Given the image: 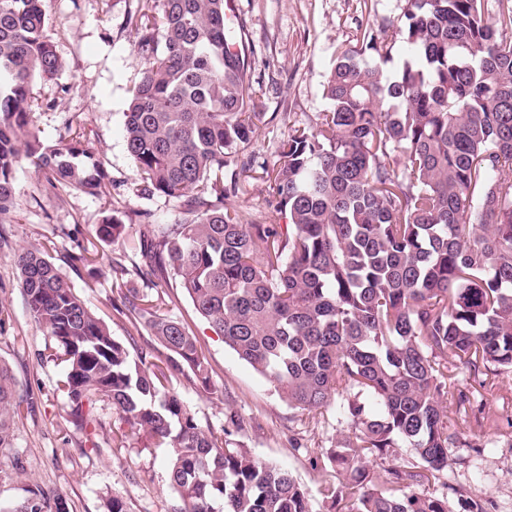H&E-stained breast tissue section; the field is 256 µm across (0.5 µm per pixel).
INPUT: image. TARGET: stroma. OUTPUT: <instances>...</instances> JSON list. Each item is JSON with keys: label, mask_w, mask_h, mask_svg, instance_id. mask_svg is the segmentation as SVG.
<instances>
[{"label": "stroma", "mask_w": 512, "mask_h": 512, "mask_svg": "<svg viewBox=\"0 0 512 512\" xmlns=\"http://www.w3.org/2000/svg\"><path fill=\"white\" fill-rule=\"evenodd\" d=\"M402 6V0H238L235 27L247 35L254 51L253 77L263 85L254 99L260 120L250 147L261 164H274L292 124L314 123L327 109L323 85L337 53L355 46L364 29H389ZM135 7L136 0H45L64 68L35 82L40 106L32 129L52 145L66 135L72 117L80 116L85 144L101 160L109 183L95 196L72 188L58 197L32 159L21 158L15 167L17 207L0 221V233L7 237L0 244V310L7 317L0 328V365L9 369L21 405L12 446L0 451V512H9L34 487L62 494L70 512H104L112 495L123 499L127 512H182L184 507L168 480L169 449H144L136 442L120 448L106 431L91 445L69 424L65 365L50 357L47 334L30 316L15 272L18 249L44 248L112 336L131 349L157 347L154 336L133 331L114 309L121 291L151 288L130 272L119 276L112 270L116 259L129 269L141 264L130 243L139 225H128L126 238L110 243L96 235L98 224L116 209L150 212L154 224L172 223L179 212L176 201L126 193L135 166L126 149L124 113L146 67L128 22ZM268 199V185L257 168L234 204L246 221L262 223ZM80 246L94 257V272L72 266L69 256ZM159 290L175 297L169 312L195 335L214 384L208 393L178 374L169 390L201 425L221 428L231 411L251 420L237 441L257 460L292 472L310 493L315 512H325L319 493L328 463L324 451L343 435L335 408L327 409L317 428L302 429L298 412L224 345L174 282L160 284ZM480 442L484 449L477 469L454 466L453 478L472 497L489 501L490 512H512V443L490 429Z\"/></svg>", "instance_id": "obj_1"}]
</instances>
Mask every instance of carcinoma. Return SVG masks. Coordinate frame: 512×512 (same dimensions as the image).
Returning a JSON list of instances; mask_svg holds the SVG:
<instances>
[{
	"label": "carcinoma",
	"mask_w": 512,
	"mask_h": 512,
	"mask_svg": "<svg viewBox=\"0 0 512 512\" xmlns=\"http://www.w3.org/2000/svg\"><path fill=\"white\" fill-rule=\"evenodd\" d=\"M43 3L0 0V216L15 205L23 154L54 190L106 186L81 123L52 146L30 129L33 81L63 69ZM232 10L231 0H137L129 17L146 60L124 112L130 191L180 204L172 224L127 214L144 226L135 274L178 283L224 345L305 413L304 427L340 398L347 435L328 449L320 489L332 512H486L448 480L459 444L448 408L483 425L493 419L483 390L512 371V0H405L392 35L364 31L323 86L327 111L292 125L273 167L259 165L276 215L262 224L231 203L255 164L258 93ZM125 230L114 212L96 233L111 242ZM15 266L66 364L69 422L85 442L96 445L103 400L119 415L112 440L142 433L172 448L184 512H312L291 472L232 439L244 418L205 429L166 390L186 370L212 390L195 336L164 312L173 299L123 296L132 328L167 350L133 357L40 249H21ZM14 413L0 366V449L12 446ZM403 448L409 458L389 463ZM10 512L69 508L31 489Z\"/></svg>",
	"instance_id": "carcinoma-1"
}]
</instances>
